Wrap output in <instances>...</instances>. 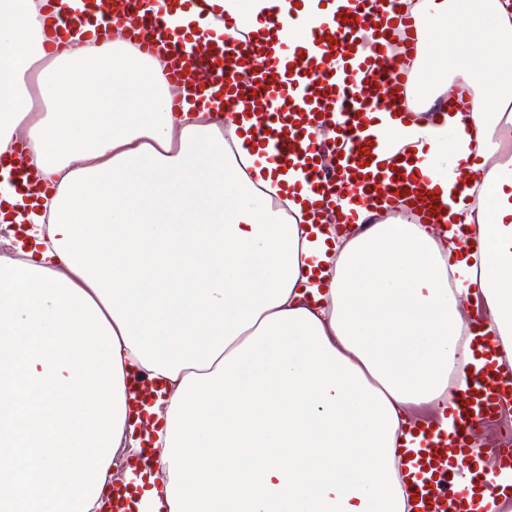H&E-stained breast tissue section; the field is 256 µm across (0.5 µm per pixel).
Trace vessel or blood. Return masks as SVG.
I'll return each instance as SVG.
<instances>
[{
  "mask_svg": "<svg viewBox=\"0 0 512 512\" xmlns=\"http://www.w3.org/2000/svg\"><path fill=\"white\" fill-rule=\"evenodd\" d=\"M195 2L200 24L178 33L166 23L171 0H39V15L52 44L78 34L103 41L120 30L141 52L165 49L174 95L205 93L227 116H252L247 134L253 145L270 162H298L315 195L308 210L335 215L337 228L349 223L336 211L341 191L352 204H378L388 215L406 212L418 224L438 217L431 194L399 156L380 160L375 153L374 113L399 110L408 120L418 118V32L406 0H326L332 23L314 27L308 42L286 56L269 47L267 18L242 34L234 17L223 14L211 24L213 7ZM328 126L336 137L323 138ZM328 154L335 155V167L325 166ZM482 358L453 397V430H420L417 492L430 512H487L484 496L512 499V484L473 466L483 453L474 436L512 400V375L501 372L494 345L484 346Z\"/></svg>",
  "mask_w": 512,
  "mask_h": 512,
  "instance_id": "obj_1",
  "label": "vessel or blood"
}]
</instances>
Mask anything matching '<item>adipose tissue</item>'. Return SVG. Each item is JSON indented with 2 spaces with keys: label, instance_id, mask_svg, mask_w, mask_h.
Wrapping results in <instances>:
<instances>
[{
  "label": "adipose tissue",
  "instance_id": "adipose-tissue-1",
  "mask_svg": "<svg viewBox=\"0 0 512 512\" xmlns=\"http://www.w3.org/2000/svg\"><path fill=\"white\" fill-rule=\"evenodd\" d=\"M412 11L429 101L458 80L469 102L378 113V134L446 225H368L345 202L361 230L339 237L304 217L302 170L258 153L248 114L173 107L163 57L119 37L48 51L35 0H0V155L23 144L46 187L23 197L0 170L28 221L0 256V512H102L121 450L162 469L126 474L137 512H408L410 408L449 430L483 337L512 371V0ZM327 20L284 0L280 35Z\"/></svg>",
  "mask_w": 512,
  "mask_h": 512
}]
</instances>
